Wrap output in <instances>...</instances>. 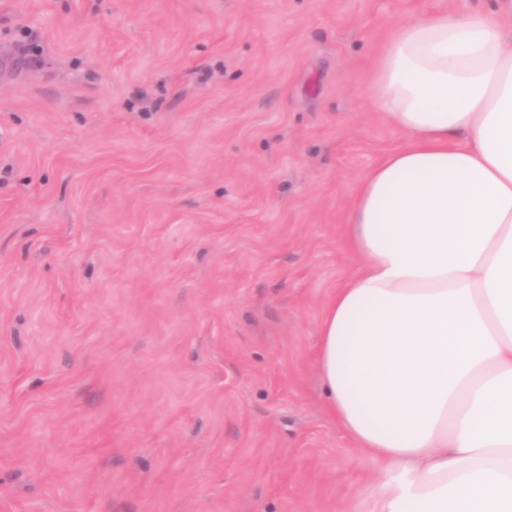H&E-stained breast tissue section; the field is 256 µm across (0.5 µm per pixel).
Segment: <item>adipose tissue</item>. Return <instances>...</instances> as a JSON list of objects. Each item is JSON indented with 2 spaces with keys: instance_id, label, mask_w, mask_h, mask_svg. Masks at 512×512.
<instances>
[{
  "instance_id": "1",
  "label": "adipose tissue",
  "mask_w": 512,
  "mask_h": 512,
  "mask_svg": "<svg viewBox=\"0 0 512 512\" xmlns=\"http://www.w3.org/2000/svg\"><path fill=\"white\" fill-rule=\"evenodd\" d=\"M368 96L406 137L359 180L360 270L325 306L330 417L375 512H512V32L462 0L401 26Z\"/></svg>"
}]
</instances>
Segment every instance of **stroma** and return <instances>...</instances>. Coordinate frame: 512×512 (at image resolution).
Here are the masks:
<instances>
[{
  "label": "stroma",
  "mask_w": 512,
  "mask_h": 512,
  "mask_svg": "<svg viewBox=\"0 0 512 512\" xmlns=\"http://www.w3.org/2000/svg\"><path fill=\"white\" fill-rule=\"evenodd\" d=\"M453 6L0 0V512H373L318 327L374 56Z\"/></svg>",
  "instance_id": "35a3bbf8"
}]
</instances>
